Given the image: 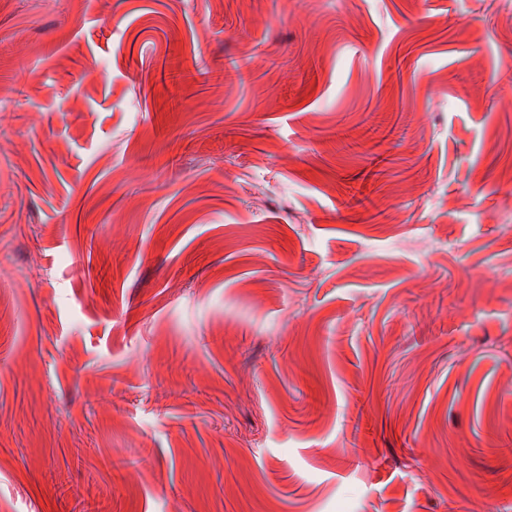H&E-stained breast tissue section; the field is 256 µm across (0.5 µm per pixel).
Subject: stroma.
<instances>
[{
	"label": "stroma",
	"instance_id": "35a3bbf8",
	"mask_svg": "<svg viewBox=\"0 0 512 512\" xmlns=\"http://www.w3.org/2000/svg\"><path fill=\"white\" fill-rule=\"evenodd\" d=\"M512 0H0V512H512Z\"/></svg>",
	"mask_w": 512,
	"mask_h": 512
}]
</instances>
